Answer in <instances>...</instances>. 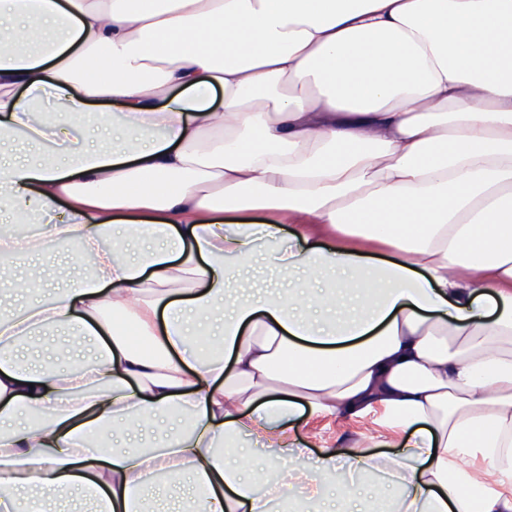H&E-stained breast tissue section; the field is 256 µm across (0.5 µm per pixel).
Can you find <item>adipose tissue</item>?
Segmentation results:
<instances>
[{
  "label": "adipose tissue",
  "instance_id": "ef3b65f1",
  "mask_svg": "<svg viewBox=\"0 0 512 512\" xmlns=\"http://www.w3.org/2000/svg\"><path fill=\"white\" fill-rule=\"evenodd\" d=\"M100 101L110 146L78 143ZM20 131L48 154H0L33 229L0 264L56 242L93 272L21 289L0 351L64 328L97 354L0 358V512H142L159 475L197 512H359L364 474L385 512H512V0H0ZM259 257L312 288H232ZM305 414L370 421L346 469L302 464ZM259 455L297 465L265 486Z\"/></svg>",
  "mask_w": 512,
  "mask_h": 512
}]
</instances>
